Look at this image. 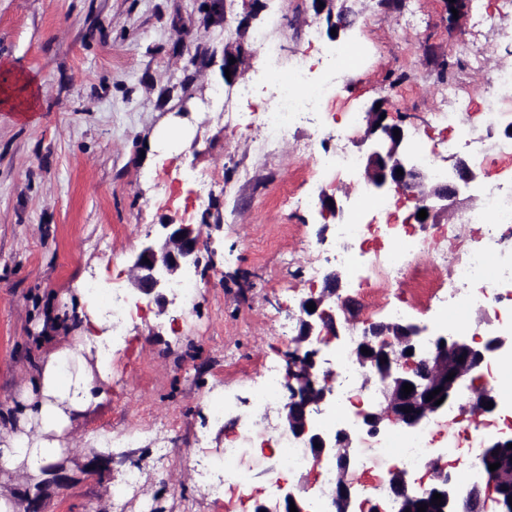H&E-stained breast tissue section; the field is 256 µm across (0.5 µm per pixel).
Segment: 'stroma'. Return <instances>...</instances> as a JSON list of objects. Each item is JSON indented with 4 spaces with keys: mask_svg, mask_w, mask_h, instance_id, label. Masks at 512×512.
<instances>
[{
    "mask_svg": "<svg viewBox=\"0 0 512 512\" xmlns=\"http://www.w3.org/2000/svg\"><path fill=\"white\" fill-rule=\"evenodd\" d=\"M355 26L331 40L313 0H0V79L14 71L35 78L37 112L21 117L0 106V430L49 345L69 341L58 310L76 288H118L130 294L133 314L112 350L107 397L78 418L70 436L78 453L52 490H14L23 512H254L272 480L263 467L251 474L250 494L209 496L193 467L195 455L216 456L242 424L277 434L279 411H261L256 393L267 364L285 366L298 305L318 295L322 281L298 268L319 244L334 245L337 219L320 204L337 184L306 175L318 150H355L357 118L383 104L387 121L415 132L438 165L452 163L446 147L467 125L486 141L498 133L483 103L492 71L512 66V0H470L450 21L445 0H355ZM490 18L474 33L476 14ZM315 38H307V31ZM281 53V67L303 58L319 70L328 48L340 44L354 58L340 72L332 111L298 126L268 154L261 138L274 91L270 63L257 36ZM474 39L479 66H463L458 44ZM253 53L246 68L225 79L224 48ZM465 88L470 106L457 123L432 112L449 80ZM248 96L225 99V92ZM181 123L189 148L170 159L155 149L158 131ZM189 167L212 172L224 184L205 202L181 181ZM313 197L292 212L285 190ZM415 204L399 197L392 222L405 225L427 254L428 274L447 281L441 255L447 243L434 224H420ZM184 224L200 242L195 304L159 312L152 298L133 292L130 259L159 224ZM352 303L339 322L356 327L387 321L384 301L403 306L411 322L448 331L434 302L392 289L389 298L354 280L344 291ZM230 400L223 421L211 420L208 402ZM174 423L170 453L158 460L149 433ZM135 431L132 448H116L117 435ZM140 483L124 491L127 472Z\"/></svg>",
    "mask_w": 512,
    "mask_h": 512,
    "instance_id": "1",
    "label": "stroma"
}]
</instances>
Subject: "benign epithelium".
Returning a JSON list of instances; mask_svg holds the SVG:
<instances>
[{
  "mask_svg": "<svg viewBox=\"0 0 512 512\" xmlns=\"http://www.w3.org/2000/svg\"><path fill=\"white\" fill-rule=\"evenodd\" d=\"M347 0H319L317 11L325 15L327 30H335L334 39L352 26L354 20L345 6ZM382 109L371 106L365 110L366 127L355 139L359 147L360 167L356 183L371 193L388 196L397 191L415 202V211H427V217L418 223H451L458 218L460 197L471 195L481 182L482 169L472 159L457 157L448 167V175L435 178L418 160L410 133L394 134L395 124L381 119ZM403 174L397 175V169ZM350 191L342 196H323L322 203L341 217L344 215ZM198 240L185 225L161 224L155 236L147 237L130 265V281L141 294L153 296L158 313L166 311L171 303L170 286L199 266ZM348 281L346 270L331 269L324 275L322 292L316 297L304 298L299 304L300 332L291 340L294 347L287 357L286 398L281 409L283 429L308 448L319 461L334 466L337 473L331 487L333 512H350L357 496L350 478V433L340 428L334 434H323L312 426L313 415L332 405L333 389L330 381L336 370L320 367L319 345L325 337L340 338L336 309L348 307L341 290ZM315 304L311 311L307 305ZM425 328L409 322L372 323L359 333L355 358L360 368L369 372L366 381L376 376L379 399L362 419L367 432L375 436L386 423L410 432L418 426L452 410L455 406L469 408L467 428L481 430L487 418L495 414L498 400L489 388L474 391L470 396L464 390L466 381H475L489 360L503 349L512 348V335L488 334L485 342L474 346L463 336L437 333L423 336ZM370 354L361 352L362 348ZM412 354H407V351ZM387 358L382 363L380 359ZM452 379H447L449 373ZM414 386L404 395L402 386ZM440 392L426 400L435 389ZM440 405H435L437 400ZM493 408H488V402ZM512 432H500L488 439L477 456L469 454L451 463L436 458L428 463L429 479L415 481L409 472L395 468L385 483L389 489L390 512H418L426 505V512H512ZM500 464L496 470L489 465ZM463 466L472 469L479 479L469 485L458 484L448 467ZM282 494L272 507L263 503L254 512H290L295 504L298 512H309L308 489L281 486ZM442 495L440 504L432 503L433 494Z\"/></svg>",
  "mask_w": 512,
  "mask_h": 512,
  "instance_id": "benign-epithelium-1",
  "label": "benign epithelium"
}]
</instances>
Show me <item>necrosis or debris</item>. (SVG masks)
<instances>
[{
    "mask_svg": "<svg viewBox=\"0 0 512 512\" xmlns=\"http://www.w3.org/2000/svg\"><path fill=\"white\" fill-rule=\"evenodd\" d=\"M272 81L275 92L269 108L271 119L259 144L263 151L272 149L288 131L324 112L329 95L300 60L288 70H273ZM482 197L483 206L472 221L486 225V234L479 244L466 246L452 259L448 282H436L421 275L425 264L422 249L417 241L403 236L398 225H382L388 241L386 248L364 254L360 241L366 235L365 218L370 208L387 210L389 200L363 187L355 196L349 217L336 227L340 248L334 260L342 267L365 274L367 283L381 293L401 282H409L427 299L437 300L447 313H459L484 304L495 307L508 303L509 308L499 325L512 332V296L505 298L499 292L502 282H512V254H503L497 248L498 233H512V191L489 182L482 188ZM354 349V337H347L336 355L335 404L319 419L318 425L330 430L341 423L351 431L355 441L351 450V478L366 496L382 498L386 495L385 488L368 481V473L379 476L395 465L408 471L418 469L433 453L431 433L424 428L413 434L392 431L376 439L368 437L356 407L373 402L376 392L360 385ZM257 440L253 430H245L225 444L219 460L206 461L205 468L211 478L209 491L247 484L250 468L244 462L245 451L254 447Z\"/></svg>",
    "mask_w": 512,
    "mask_h": 512,
    "instance_id": "1",
    "label": "necrosis or debris"
}]
</instances>
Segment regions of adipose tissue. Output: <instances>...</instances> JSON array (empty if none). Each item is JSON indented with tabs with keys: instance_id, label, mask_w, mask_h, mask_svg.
<instances>
[{
	"instance_id": "adipose-tissue-1",
	"label": "adipose tissue",
	"mask_w": 512,
	"mask_h": 512,
	"mask_svg": "<svg viewBox=\"0 0 512 512\" xmlns=\"http://www.w3.org/2000/svg\"><path fill=\"white\" fill-rule=\"evenodd\" d=\"M99 300H85L74 321L70 343L51 348L29 378L12 414L13 426L0 434V512H19L16 496L7 489L10 477L47 487L52 469L67 465L69 434L77 418L105 399L112 364L86 355L98 342L91 326L101 325Z\"/></svg>"
}]
</instances>
